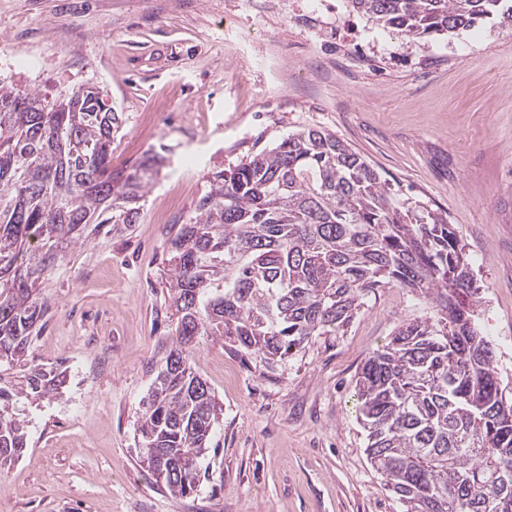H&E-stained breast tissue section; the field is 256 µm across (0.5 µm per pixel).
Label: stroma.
Masks as SVG:
<instances>
[{"mask_svg":"<svg viewBox=\"0 0 512 512\" xmlns=\"http://www.w3.org/2000/svg\"><path fill=\"white\" fill-rule=\"evenodd\" d=\"M0 80L54 100L96 86L122 114L112 165H165L140 219L91 235L41 284L54 335L40 363L84 369L39 406L0 470V512H402L367 456L355 381L428 303L393 284L345 333L265 367L208 339L193 356L223 413L201 485L172 497L140 463L137 420L171 339L164 262L213 171L303 128L326 129L402 197L447 212L483 288L477 321L512 397V26L411 40L351 0H0Z\"/></svg>","mask_w":512,"mask_h":512,"instance_id":"stroma-1","label":"stroma"}]
</instances>
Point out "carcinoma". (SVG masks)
Returning <instances> with one entry per match:
<instances>
[{"mask_svg":"<svg viewBox=\"0 0 512 512\" xmlns=\"http://www.w3.org/2000/svg\"><path fill=\"white\" fill-rule=\"evenodd\" d=\"M409 39L512 24V0H352ZM121 123L82 87L48 101L0 83V469L21 459L16 408L57 395L65 374L35 360L39 281L88 240L139 222L162 157L111 165ZM167 263L174 338L137 422L140 462L174 497L194 494L221 406L192 366L202 338L271 367L314 336L345 331L365 293L395 283L433 315L401 325L363 365L358 418L367 454L404 512H489L512 500V401L481 332L482 301L459 227L399 196L336 135L304 129L210 177Z\"/></svg>","mask_w":512,"mask_h":512,"instance_id":"cac0c4a2","label":"carcinoma"}]
</instances>
